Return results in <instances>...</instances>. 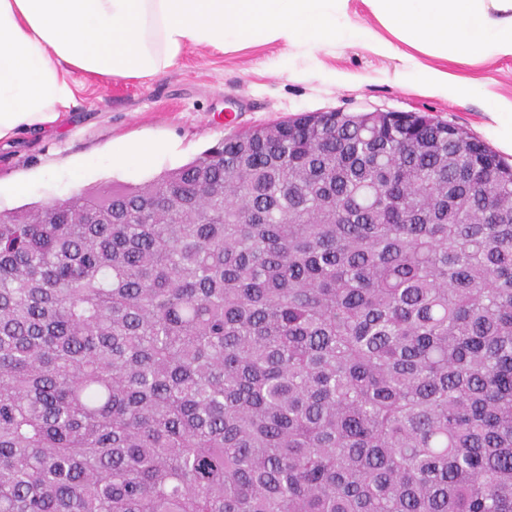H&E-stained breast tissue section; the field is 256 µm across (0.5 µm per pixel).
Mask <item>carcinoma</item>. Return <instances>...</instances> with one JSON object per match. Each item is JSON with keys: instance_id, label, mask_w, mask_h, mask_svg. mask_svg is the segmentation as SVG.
<instances>
[{"instance_id": "carcinoma-1", "label": "carcinoma", "mask_w": 512, "mask_h": 512, "mask_svg": "<svg viewBox=\"0 0 512 512\" xmlns=\"http://www.w3.org/2000/svg\"><path fill=\"white\" fill-rule=\"evenodd\" d=\"M0 512H512V165L316 112L1 211Z\"/></svg>"}]
</instances>
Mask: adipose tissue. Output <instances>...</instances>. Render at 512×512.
Wrapping results in <instances>:
<instances>
[{
  "label": "adipose tissue",
  "mask_w": 512,
  "mask_h": 512,
  "mask_svg": "<svg viewBox=\"0 0 512 512\" xmlns=\"http://www.w3.org/2000/svg\"><path fill=\"white\" fill-rule=\"evenodd\" d=\"M398 40L456 60L512 56V0H369ZM343 0H0V140L57 121L75 102L70 72L112 78L165 73L186 48L263 40L351 44ZM397 42L377 41L383 55ZM164 142L129 138L117 166H149Z\"/></svg>",
  "instance_id": "adipose-tissue-1"
}]
</instances>
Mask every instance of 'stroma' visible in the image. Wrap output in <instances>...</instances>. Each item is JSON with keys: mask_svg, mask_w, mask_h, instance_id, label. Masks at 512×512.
<instances>
[{"mask_svg": "<svg viewBox=\"0 0 512 512\" xmlns=\"http://www.w3.org/2000/svg\"><path fill=\"white\" fill-rule=\"evenodd\" d=\"M344 15L365 38L319 52L260 40L221 51L190 48L165 73L140 79L73 73L75 106L40 132L0 142V210L62 202L103 185H139L224 137L303 112H426L497 147L486 129L484 95L512 104V56L463 63L403 43L384 56L374 41L392 34L367 0H346ZM421 67L472 86L464 98L450 100L413 80ZM130 136L162 139L172 149L150 168H116L112 144Z\"/></svg>", "mask_w": 512, "mask_h": 512, "instance_id": "obj_1", "label": "stroma"}]
</instances>
